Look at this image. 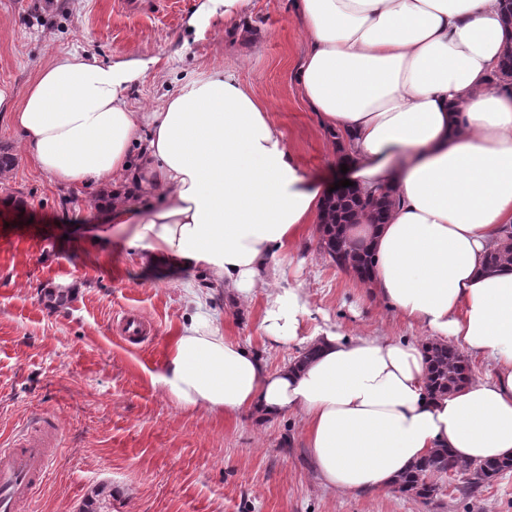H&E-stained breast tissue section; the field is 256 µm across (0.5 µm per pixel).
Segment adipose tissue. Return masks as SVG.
<instances>
[{"mask_svg":"<svg viewBox=\"0 0 512 512\" xmlns=\"http://www.w3.org/2000/svg\"><path fill=\"white\" fill-rule=\"evenodd\" d=\"M504 0H295L308 35L302 98L340 136L349 179L390 188L386 223L361 214L368 288L427 340L306 331L300 288H268L269 259L320 219L327 192L295 164L263 101L215 69L152 112L127 103L144 59L102 62L66 52L16 93L0 89L22 148L51 182L109 184L104 224L130 229L141 262L202 269L210 288L250 299L267 288L269 347H315L307 362L271 368L228 338L205 308L185 320L153 380L185 408L300 414L311 469L326 489L392 486L437 448L459 461L512 457V273L485 269L512 226V83L489 80L507 48ZM487 362L485 376L438 398L426 392V341Z\"/></svg>","mask_w":512,"mask_h":512,"instance_id":"adipose-tissue-1","label":"adipose tissue"}]
</instances>
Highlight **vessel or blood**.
I'll use <instances>...</instances> for the list:
<instances>
[{
    "label": "vessel or blood",
    "instance_id": "1",
    "mask_svg": "<svg viewBox=\"0 0 512 512\" xmlns=\"http://www.w3.org/2000/svg\"><path fill=\"white\" fill-rule=\"evenodd\" d=\"M61 436L57 418L44 413L0 448V512H21L52 465Z\"/></svg>",
    "mask_w": 512,
    "mask_h": 512
}]
</instances>
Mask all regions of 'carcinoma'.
I'll list each match as a JSON object with an SVG mask.
<instances>
[{"label": "carcinoma", "mask_w": 512, "mask_h": 512, "mask_svg": "<svg viewBox=\"0 0 512 512\" xmlns=\"http://www.w3.org/2000/svg\"><path fill=\"white\" fill-rule=\"evenodd\" d=\"M512 78V49L508 50L492 74L491 84ZM396 205L393 190L388 189L378 196L362 195L355 190L344 196L328 199L318 230L320 248L337 267L351 272L363 283L371 282L375 271V254L364 243L349 246L344 242L351 219L359 212H367L378 224L385 223ZM486 268L490 272H512V230L488 253ZM428 364V392L433 396L449 394L470 380L468 361L454 347L430 341L426 345ZM512 471V458L486 459L479 463L462 464L449 448H437L419 459L412 468L400 476L394 490L423 502L438 496L430 478L439 475L465 474L466 487L473 490L491 482L499 475Z\"/></svg>", "instance_id": "obj_1"}]
</instances>
